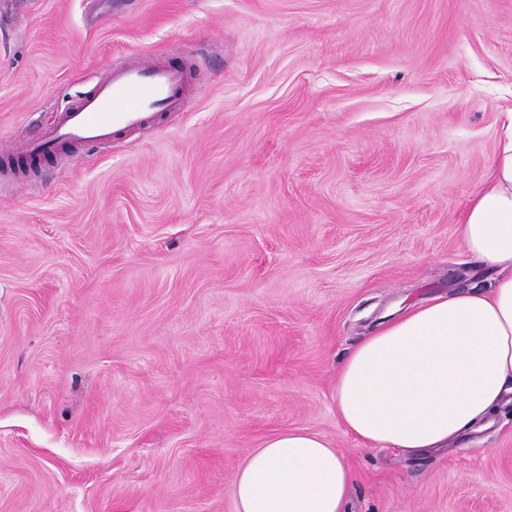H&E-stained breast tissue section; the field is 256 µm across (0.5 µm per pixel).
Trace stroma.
<instances>
[{
    "mask_svg": "<svg viewBox=\"0 0 512 512\" xmlns=\"http://www.w3.org/2000/svg\"><path fill=\"white\" fill-rule=\"evenodd\" d=\"M135 56L202 88L0 181V512H235L295 428L352 468L348 512H512V402L405 454L334 400L386 314L487 285L457 228L512 108V0H0V141Z\"/></svg>",
    "mask_w": 512,
    "mask_h": 512,
    "instance_id": "obj_1",
    "label": "stroma"
}]
</instances>
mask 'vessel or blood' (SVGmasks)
I'll return each mask as SVG.
<instances>
[{"label":"vessel or blood","instance_id":"vessel-or-blood-1","mask_svg":"<svg viewBox=\"0 0 512 512\" xmlns=\"http://www.w3.org/2000/svg\"><path fill=\"white\" fill-rule=\"evenodd\" d=\"M191 88V69L171 68L157 57L132 58L108 68L84 97L58 113L41 136L19 147L2 144L0 152L18 150L39 157L63 145L81 151L107 144L117 132L134 133L150 126L158 112L181 110Z\"/></svg>","mask_w":512,"mask_h":512}]
</instances>
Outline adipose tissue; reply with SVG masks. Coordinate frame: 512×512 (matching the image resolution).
<instances>
[{"instance_id":"adipose-tissue-1","label":"adipose tissue","mask_w":512,"mask_h":512,"mask_svg":"<svg viewBox=\"0 0 512 512\" xmlns=\"http://www.w3.org/2000/svg\"><path fill=\"white\" fill-rule=\"evenodd\" d=\"M462 250L492 275L406 307L346 356L336 412L361 442L445 448L481 428L512 393V110L502 113L489 173L458 229ZM353 471L324 436L277 432L240 464L235 512H345Z\"/></svg>"}]
</instances>
